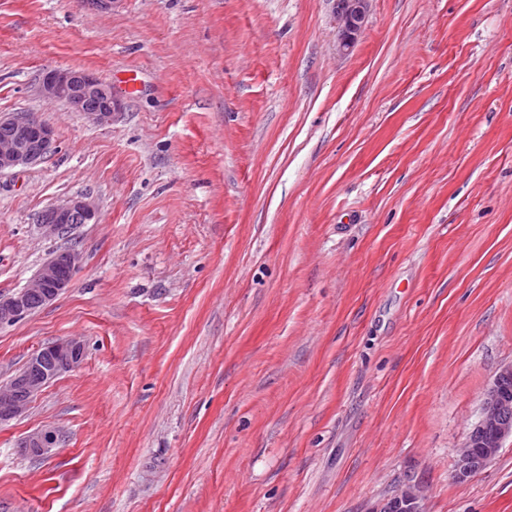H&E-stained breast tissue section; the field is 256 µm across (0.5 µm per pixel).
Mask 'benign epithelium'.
I'll return each instance as SVG.
<instances>
[{
	"label": "benign epithelium",
	"instance_id": "obj_1",
	"mask_svg": "<svg viewBox=\"0 0 512 512\" xmlns=\"http://www.w3.org/2000/svg\"><path fill=\"white\" fill-rule=\"evenodd\" d=\"M368 0H342L338 5L337 24L341 47L350 48L360 34L366 19ZM40 94L48 102L63 101L68 105L88 96L101 98V106L88 118L97 125H108L122 108L121 101L112 94V86L94 73L81 68H57L44 73ZM0 125L12 128V137L0 141V173L18 166L40 162L56 144L54 130L34 115L25 112L0 116ZM79 216L83 223L97 221L98 212L87 195L71 196L48 206L38 217L47 236H62L72 228L71 219ZM81 253L72 248L55 254L42 264L29 284L10 297H0V326L11 325L36 309L55 300L70 285L80 268ZM85 356L82 341L70 338L59 340L39 350L4 385H0V424L22 416L32 399L60 375L79 367ZM512 381V366L499 371L489 386L482 407V418L473 433L494 430L493 437L478 443L483 448V461L491 460L501 448L504 439L512 436V399L503 393V385ZM62 441L58 428L45 426L28 433L18 447L33 458L46 459ZM472 440L461 449L456 473L468 477L474 469V460L467 452Z\"/></svg>",
	"mask_w": 512,
	"mask_h": 512
}]
</instances>
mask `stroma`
Listing matches in <instances>:
<instances>
[{
    "mask_svg": "<svg viewBox=\"0 0 512 512\" xmlns=\"http://www.w3.org/2000/svg\"><path fill=\"white\" fill-rule=\"evenodd\" d=\"M0 0V115L56 134L0 173V297L73 247L70 288L0 327V383L85 358L0 425V512H512V436L455 462L512 365V0ZM90 70L100 127L39 85ZM137 71L141 88L123 80ZM85 194L94 224L42 234ZM64 442L44 461L19 440ZM340 1L337 10L340 44L343 49H349L364 26L368 0ZM75 215L79 216L84 224L97 221V208L89 196H71L51 204L39 215L38 222L45 235L62 236L68 233L74 224H81L80 218L74 217ZM62 441V435L58 428L45 426L28 433L19 443L18 448L33 458L44 460L53 453ZM419 499V506L421 508L422 495L418 486H408L400 494H397L385 503L382 512H409L416 500ZM419 507H415L414 512H421Z\"/></svg>",
    "mask_w": 512,
    "mask_h": 512,
    "instance_id": "35a3bbf8",
    "label": "stroma"
}]
</instances>
